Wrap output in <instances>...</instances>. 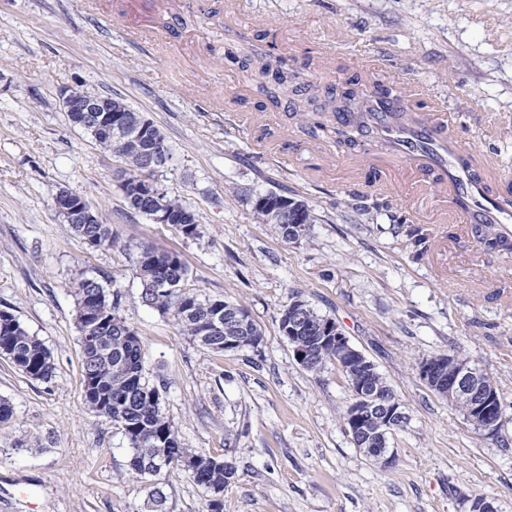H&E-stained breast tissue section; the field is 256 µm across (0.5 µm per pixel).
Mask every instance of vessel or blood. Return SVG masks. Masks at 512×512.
Returning a JSON list of instances; mask_svg holds the SVG:
<instances>
[{"label":"vessel or blood","instance_id":"1","mask_svg":"<svg viewBox=\"0 0 512 512\" xmlns=\"http://www.w3.org/2000/svg\"><path fill=\"white\" fill-rule=\"evenodd\" d=\"M424 94L423 87L406 84L396 97L370 102L372 138L385 144L389 157L408 163L420 182H433L441 222L491 224L511 235L512 207L505 192L491 188L488 153L455 134L454 117L444 102L418 111Z\"/></svg>","mask_w":512,"mask_h":512}]
</instances>
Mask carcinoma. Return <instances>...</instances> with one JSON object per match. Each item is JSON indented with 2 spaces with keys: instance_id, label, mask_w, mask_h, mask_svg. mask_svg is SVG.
Wrapping results in <instances>:
<instances>
[{
  "instance_id": "carcinoma-1",
  "label": "carcinoma",
  "mask_w": 512,
  "mask_h": 512,
  "mask_svg": "<svg viewBox=\"0 0 512 512\" xmlns=\"http://www.w3.org/2000/svg\"><path fill=\"white\" fill-rule=\"evenodd\" d=\"M270 54L261 48L249 50L247 61L254 70L267 75L271 69ZM274 79L284 95L299 92V73L280 62L275 69ZM309 95L299 112L306 113L307 107L330 112L334 115L344 112L353 114L351 121L334 125L336 134L349 141L368 133V117L364 104L368 92L363 89H348L341 95L320 96L317 86L307 87ZM98 145L112 150L127 165L133 174L130 181L141 179L144 170L139 154L127 149L106 130L93 134ZM149 206L178 223L183 236L196 238L200 235L196 213L185 202L168 196L160 187L155 188L149 199ZM399 228L403 229L408 244L415 249V256L423 255L428 249L429 237L425 230L404 218ZM74 232L93 247H113L116 236L109 225L74 224ZM485 246L490 250H511L512 243L502 239L492 226L479 229ZM137 277L140 279L143 302L169 315L179 332L201 346L215 352H224V326L214 328L213 320L224 314L226 301L201 297L194 289L185 287L187 266L180 254L156 248H145L137 261ZM94 278H82L75 283L76 323L81 353V371H87L92 381L82 386V401L94 416L112 422L125 437L131 448L130 471L145 477L155 476L153 463L164 459V467L185 468L196 484L212 493L207 503L208 512H221L220 496L224 487L236 477L235 466L224 467V461L204 457L181 446L173 425L162 412V398L159 390L149 385L144 378L142 342L118 314L119 292L96 288ZM93 318L96 327L88 329V318ZM130 331L127 336H118L119 327ZM0 357L10 361L24 375L48 381L54 373L50 352L36 337L29 334L12 313L0 310Z\"/></svg>"
}]
</instances>
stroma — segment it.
Here are the masks:
<instances>
[{
    "mask_svg": "<svg viewBox=\"0 0 512 512\" xmlns=\"http://www.w3.org/2000/svg\"><path fill=\"white\" fill-rule=\"evenodd\" d=\"M149 37L129 36V27ZM243 33L336 89L377 60L388 76L445 98L460 135L487 143L512 181V0H0V310L49 350L48 381L0 357V512H204L208 492L174 467L138 479L111 422L81 400L72 288L84 277L119 291L118 313L141 341L146 378L183 447L229 462L222 512H468L483 496L512 512V252L487 250L468 224H432L415 257L404 234L413 175L391 209L364 185L377 143L336 165V145L308 134L298 98L271 108L268 127L238 121L269 79L244 70ZM341 57L321 68L325 48ZM121 97L160 130L169 157L155 174L197 213L200 235L130 213L122 163L73 127L64 88ZM80 194L116 233L112 248L79 237L54 206ZM306 201L317 220L299 241L254 214L259 196ZM147 247L180 253L188 287L245 307L257 348L215 353L180 335L141 298L136 260ZM305 300L374 361L409 416L389 438L395 462L378 467L346 433L352 402L336 365L304 369L279 328ZM451 353L498 382L497 434L475 429L419 376L426 358ZM22 434L47 447L15 449Z\"/></svg>",
    "mask_w": 512,
    "mask_h": 512,
    "instance_id": "obj_1",
    "label": "stroma"
}]
</instances>
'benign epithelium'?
I'll return each instance as SVG.
<instances>
[{
  "mask_svg": "<svg viewBox=\"0 0 512 512\" xmlns=\"http://www.w3.org/2000/svg\"><path fill=\"white\" fill-rule=\"evenodd\" d=\"M63 108L67 114H81L78 128H104L140 149L145 171L152 173L159 168L161 149L150 145L149 120L143 115L129 116L130 108L118 104L109 95L90 93L80 89L64 92ZM55 208L65 215L68 224H97L100 215L77 192L60 188L55 194ZM276 223L286 225L288 239L299 230L301 216L294 206L281 201L271 208ZM282 335L294 345L297 362L314 372L322 358L325 346L336 347V366L342 371L352 390V403L346 420V430L355 447L379 467L386 469L394 462V452L388 446V437L402 428L408 420L403 405L396 395L374 384L376 365L363 352L354 347L347 336L332 320L308 327L301 309L291 306L282 316ZM224 323L237 330L238 335L224 337V349L243 346L250 335L247 312L235 306L224 309ZM313 332L308 344L296 345L299 335ZM420 376L436 395L448 400L476 429L492 435L496 432L501 403L498 392L486 385L480 373L451 355H437L425 359L420 366Z\"/></svg>",
  "mask_w": 512,
  "mask_h": 512,
  "instance_id": "7a95c632",
  "label": "benign epithelium"
}]
</instances>
